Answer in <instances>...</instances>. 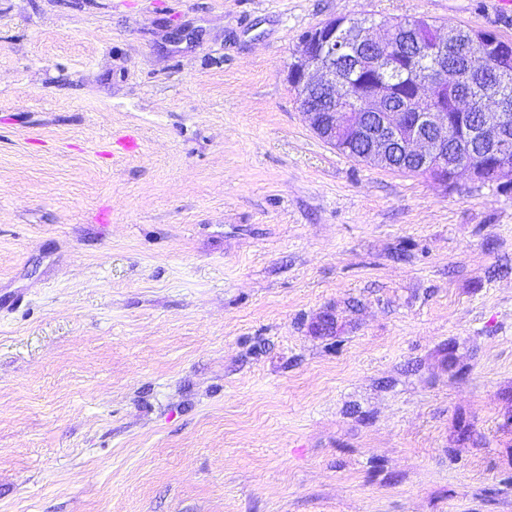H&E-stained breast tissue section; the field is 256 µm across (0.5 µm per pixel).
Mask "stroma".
Listing matches in <instances>:
<instances>
[{"label":"stroma","mask_w":512,"mask_h":512,"mask_svg":"<svg viewBox=\"0 0 512 512\" xmlns=\"http://www.w3.org/2000/svg\"><path fill=\"white\" fill-rule=\"evenodd\" d=\"M418 15L512 41L499 0H0V512H512V192L357 162L286 80Z\"/></svg>","instance_id":"obj_1"}]
</instances>
